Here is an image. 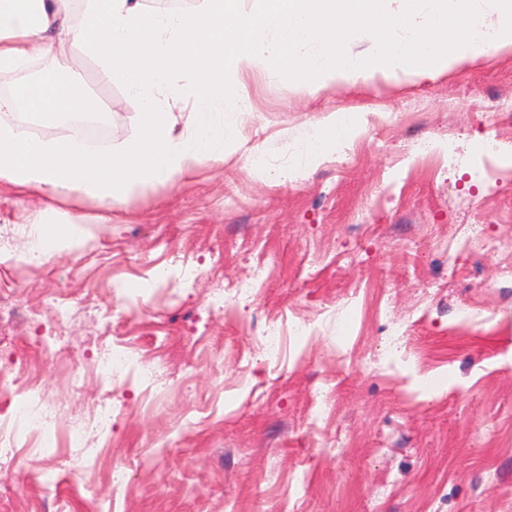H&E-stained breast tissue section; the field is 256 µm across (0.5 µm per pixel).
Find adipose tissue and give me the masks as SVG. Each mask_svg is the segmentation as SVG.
<instances>
[{"mask_svg": "<svg viewBox=\"0 0 512 512\" xmlns=\"http://www.w3.org/2000/svg\"><path fill=\"white\" fill-rule=\"evenodd\" d=\"M258 12L241 15L237 0H196L188 12L148 10L143 0H81L72 20L70 0H0V71L19 70L35 55L79 44L142 102L132 134L116 146L91 147L82 139L27 138L0 122V181L36 192L49 202L21 259L49 260L73 239L55 222L73 191L115 207L143 188L174 185L195 176L208 161L224 158L230 133L210 115L224 99L225 78L261 66L319 87L375 75L426 74L491 49L512 46V0H490L496 25L477 18V0H260ZM360 31L377 43L353 52ZM322 45L319 61L300 55L302 41ZM189 83L177 82V75ZM191 104L195 128L178 131L174 110ZM10 108L54 118L98 111L80 84L43 78L16 86Z\"/></svg>", "mask_w": 512, "mask_h": 512, "instance_id": "obj_1", "label": "adipose tissue"}]
</instances>
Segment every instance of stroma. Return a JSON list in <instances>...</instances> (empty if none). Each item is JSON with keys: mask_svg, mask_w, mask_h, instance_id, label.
Returning <instances> with one entry per match:
<instances>
[{"mask_svg": "<svg viewBox=\"0 0 512 512\" xmlns=\"http://www.w3.org/2000/svg\"><path fill=\"white\" fill-rule=\"evenodd\" d=\"M65 56L119 143L141 101L80 45ZM510 96L512 47L317 90L250 69L213 114L240 132L223 162L108 224L78 198L79 234L44 263L15 255L45 199L1 183L0 304L21 314L0 370L24 365L61 401L51 444L70 472L0 451V512H512ZM333 112L357 129L311 159ZM229 281L251 297L231 303ZM112 321L104 344L157 377L113 374L97 437L86 366Z\"/></svg>", "mask_w": 512, "mask_h": 512, "instance_id": "35a3bbf8", "label": "stroma"}]
</instances>
